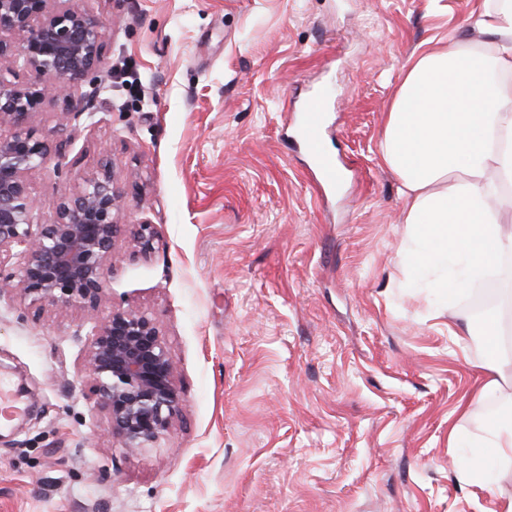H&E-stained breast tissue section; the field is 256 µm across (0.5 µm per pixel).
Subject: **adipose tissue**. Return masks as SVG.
<instances>
[{"mask_svg":"<svg viewBox=\"0 0 512 512\" xmlns=\"http://www.w3.org/2000/svg\"><path fill=\"white\" fill-rule=\"evenodd\" d=\"M474 23L490 36L483 46L456 41L409 65L380 143L404 199L410 263L429 275L447 307L512 252V226L499 222L496 207L512 187V0H492ZM459 330L484 336L494 359L479 394L512 390V360L499 356L512 327L493 316ZM476 445L487 457L512 461V393Z\"/></svg>","mask_w":512,"mask_h":512,"instance_id":"adipose-tissue-1","label":"adipose tissue"}]
</instances>
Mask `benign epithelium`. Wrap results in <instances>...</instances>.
<instances>
[{
  "mask_svg": "<svg viewBox=\"0 0 512 512\" xmlns=\"http://www.w3.org/2000/svg\"><path fill=\"white\" fill-rule=\"evenodd\" d=\"M106 44L102 23L81 0H0V62L22 60L26 82L0 67V293L12 290L40 311L61 307L90 313L106 298L112 256L128 215L124 191L108 162L82 176L64 195L53 221L36 220L32 179L49 161L69 172L62 146L33 126L51 97L68 102L76 120L98 91ZM139 251L154 249L152 225L133 232ZM84 371L95 406L121 447L148 448L181 414L177 368L164 334L150 316L114 311L90 323Z\"/></svg>",
  "mask_w": 512,
  "mask_h": 512,
  "instance_id": "benign-epithelium-1",
  "label": "benign epithelium"
}]
</instances>
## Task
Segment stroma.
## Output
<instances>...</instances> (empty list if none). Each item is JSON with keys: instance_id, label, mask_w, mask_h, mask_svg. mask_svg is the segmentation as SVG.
<instances>
[{"instance_id": "obj_1", "label": "stroma", "mask_w": 512, "mask_h": 512, "mask_svg": "<svg viewBox=\"0 0 512 512\" xmlns=\"http://www.w3.org/2000/svg\"><path fill=\"white\" fill-rule=\"evenodd\" d=\"M483 0H83L106 27L91 113L63 100L70 177L34 179L51 221L75 177L113 161L149 256L129 240L94 314L0 295V379L24 402L0 428V512H498L512 462L485 463L496 393L472 395L483 336H456L403 264L396 176L380 162L409 61L458 40ZM128 64L139 90L114 84ZM326 101L321 191L296 118ZM161 325L184 395L154 447L131 452L93 407L83 323L112 310ZM463 441L449 442L450 430ZM486 469L485 485L459 478Z\"/></svg>"}]
</instances>
